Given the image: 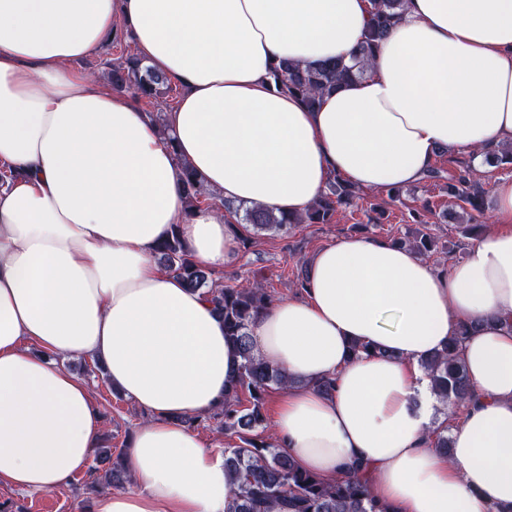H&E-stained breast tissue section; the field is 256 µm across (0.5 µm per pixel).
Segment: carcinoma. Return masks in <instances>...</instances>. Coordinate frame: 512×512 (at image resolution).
Listing matches in <instances>:
<instances>
[{
  "label": "carcinoma",
  "instance_id": "obj_1",
  "mask_svg": "<svg viewBox=\"0 0 512 512\" xmlns=\"http://www.w3.org/2000/svg\"><path fill=\"white\" fill-rule=\"evenodd\" d=\"M373 11L364 42L353 57V63L341 60L319 66L300 67L284 60L273 67L278 88L299 97L309 108L320 104L321 96L363 75L379 41L397 21L404 0H372ZM107 75L112 89L126 91L136 99H157L170 90L171 81L145 64L134 53L108 62ZM448 179V197L458 201L466 218L459 222V231L466 239H479L485 226L476 223L483 214L486 191L479 185L473 166L465 164L448 176L431 168L426 179L439 182ZM184 187L188 206H222L237 223L247 225L238 234L246 246L251 233L265 231L288 232L299 224H333L339 211L355 205L360 192L338 178L329 181L327 191L301 215H287L262 207L238 206L217 202L198 181L195 173L185 169ZM409 247L421 255L437 250L438 240L428 234H418ZM158 263L179 276L186 287L202 290L224 320V336L240 354L242 361L237 374L229 382L221 408L212 413L216 429L239 439L240 444L224 449L225 467L234 476V486L225 512H388L371 494L367 481L355 469L349 474L324 480L301 469L282 448L257 432L265 422L262 412L269 389L282 388L289 380L279 369L269 365L255 353L250 324L254 314L271 302L264 284L254 279L243 284H225L223 276L198 266L184 245L178 230L159 244ZM477 325L463 327L440 351L421 361L431 380L432 390L445 413L446 425L431 431L430 442L441 453L451 452L447 435L455 415L470 401L469 378L460 358L462 344ZM101 468L95 486L122 488L128 481L123 451L112 446L98 449Z\"/></svg>",
  "mask_w": 512,
  "mask_h": 512
}]
</instances>
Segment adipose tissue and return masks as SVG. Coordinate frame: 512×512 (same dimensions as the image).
<instances>
[{
    "label": "adipose tissue",
    "mask_w": 512,
    "mask_h": 512,
    "mask_svg": "<svg viewBox=\"0 0 512 512\" xmlns=\"http://www.w3.org/2000/svg\"><path fill=\"white\" fill-rule=\"evenodd\" d=\"M371 0H0V489L52 492L86 472L106 431L64 359L104 365L149 418L132 486L90 512H224L232 475L186 420L221 406L241 358L203 291L155 260L171 229L215 271L238 259L222 211L191 209L183 169L217 200L303 213L339 176L359 190L422 183L439 151L512 145V0H405L367 72L311 109L275 63L350 60ZM185 93L159 128L104 74L74 70L116 30ZM494 229L442 270L346 236L306 261L301 294L251 323L282 369L280 447L330 479L360 466L390 512L512 506V180ZM475 324L471 401L442 455L422 358ZM367 352L352 356L353 342ZM332 377L331 395L317 381Z\"/></svg>",
    "instance_id": "ef3b65f1"
}]
</instances>
